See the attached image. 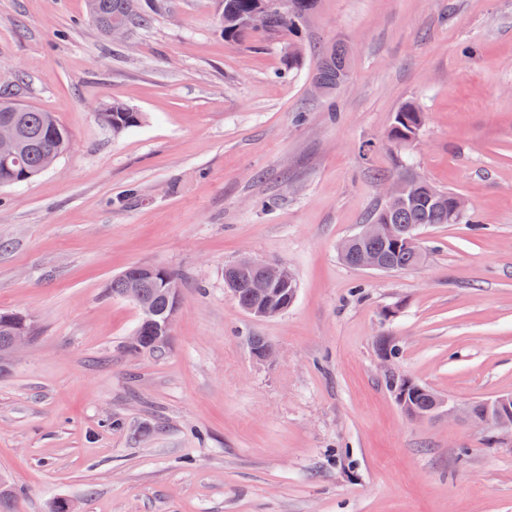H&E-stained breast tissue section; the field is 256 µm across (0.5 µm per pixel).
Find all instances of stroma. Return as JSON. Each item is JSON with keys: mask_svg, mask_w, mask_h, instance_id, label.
Instances as JSON below:
<instances>
[{"mask_svg": "<svg viewBox=\"0 0 512 512\" xmlns=\"http://www.w3.org/2000/svg\"><path fill=\"white\" fill-rule=\"evenodd\" d=\"M217 4L173 0L113 42L85 0H0V89L71 136L0 187V310L33 329L0 367V481L19 512H512V432L412 419L385 385L512 393V0H315L289 74L279 44H225ZM339 44L349 78L313 93ZM112 101L143 123L103 127ZM408 101L425 122L399 153ZM405 170L473 223L422 228L412 270L346 265ZM244 257L295 274L288 310L239 307ZM133 265L181 283L159 353L129 349L139 309L108 290Z\"/></svg>", "mask_w": 512, "mask_h": 512, "instance_id": "1", "label": "stroma"}]
</instances>
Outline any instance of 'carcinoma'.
<instances>
[{"label":"carcinoma","mask_w":512,"mask_h":512,"mask_svg":"<svg viewBox=\"0 0 512 512\" xmlns=\"http://www.w3.org/2000/svg\"><path fill=\"white\" fill-rule=\"evenodd\" d=\"M270 0H222L220 32L224 34V43L238 45L248 42L257 34L265 35L284 44L288 71L292 72L302 64V53L292 36L307 21L313 10L314 0H289L292 13L282 16L268 7ZM171 7L170 0H86V12L89 19L105 37H110L112 24L121 23L128 28L146 27L154 17ZM348 77V51L342 46L336 47L315 73V83L329 96L338 83ZM103 125L112 129V133L121 134L141 124L143 115L132 112L121 103L114 102L99 113ZM11 122L18 130L17 154L19 163L4 161L0 158V186H9L30 181L55 163L70 147L68 131L57 121L51 112H45L32 106L19 105L7 94H0V122ZM424 116L418 106L412 102L402 104L395 112L390 130L393 142L405 144L419 136ZM400 181L411 184V201L395 210L379 208L370 220L372 231L357 241L355 248L348 254H341L342 261L356 266L361 253L372 252L380 263L393 271L408 269L418 265L423 259L420 245L411 246L404 240L395 241L386 232L388 224H416L418 227L433 224L474 223L466 213L450 216L448 211V192L440 190L429 182L404 174ZM273 309L282 313L294 302L297 293L296 278L275 285ZM141 302L150 308L158 318L167 317L174 312L172 295L163 286V279L146 280L141 283ZM6 312H0V356L8 355V342L18 325L30 329L27 319L5 318ZM139 336L140 349L159 351L164 348L160 343L154 326L145 317L135 331ZM438 395L433 391L411 383L407 389L409 408L418 414L432 411Z\"/></svg>","instance_id":"obj_1"}]
</instances>
